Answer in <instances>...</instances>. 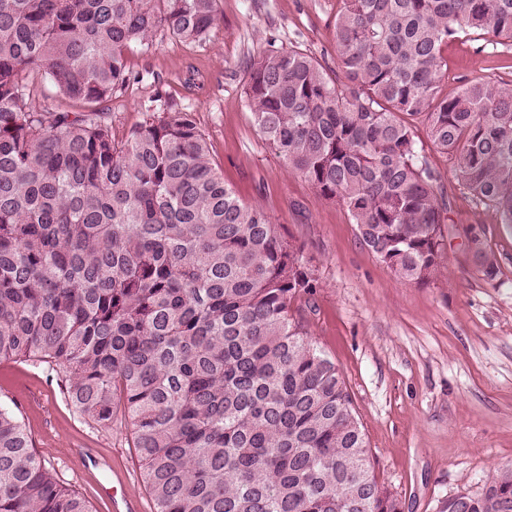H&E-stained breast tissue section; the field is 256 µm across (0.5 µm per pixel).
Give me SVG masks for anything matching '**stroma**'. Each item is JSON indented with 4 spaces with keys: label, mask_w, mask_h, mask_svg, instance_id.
I'll return each instance as SVG.
<instances>
[{
    "label": "stroma",
    "mask_w": 512,
    "mask_h": 512,
    "mask_svg": "<svg viewBox=\"0 0 512 512\" xmlns=\"http://www.w3.org/2000/svg\"><path fill=\"white\" fill-rule=\"evenodd\" d=\"M339 0H217L203 44L157 34L149 52L132 50L133 81L106 109L116 138L146 120L156 89L190 111L213 146L226 184L264 210L301 245L319 286L294 302L318 346L342 370L378 481L404 512H442L449 497L481 492L489 470L512 464V227L474 205L425 145L449 212L442 226L446 268L410 284L364 246L346 209L317 197L254 125L247 66L269 37L335 67ZM441 92L481 77L512 89V49L492 37L455 39L444 50ZM479 234L499 272H480L470 237ZM0 402L25 423L37 450L90 512H114L112 492L137 512H154L124 420L104 429L79 415L63 374L36 361L0 362Z\"/></svg>",
    "instance_id": "obj_1"
}]
</instances>
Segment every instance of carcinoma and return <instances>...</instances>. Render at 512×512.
Wrapping results in <instances>:
<instances>
[{
    "label": "carcinoma",
    "instance_id": "cac0c4a2",
    "mask_svg": "<svg viewBox=\"0 0 512 512\" xmlns=\"http://www.w3.org/2000/svg\"><path fill=\"white\" fill-rule=\"evenodd\" d=\"M336 65L297 47L250 61L260 133L409 283L443 273L448 203L419 130L512 226V90L440 93L448 41L512 40V0H341ZM217 0H0V361L45 359L70 405L130 426L155 512H403L373 473L343 374L292 305L303 248L224 183L191 113L158 91L124 140L102 103L160 32L202 43ZM476 258L489 279L493 253ZM468 512H512L495 466ZM0 512H89L0 405Z\"/></svg>",
    "mask_w": 512,
    "mask_h": 512
}]
</instances>
